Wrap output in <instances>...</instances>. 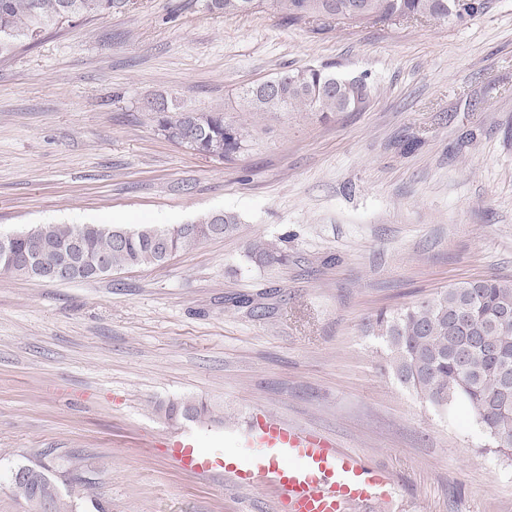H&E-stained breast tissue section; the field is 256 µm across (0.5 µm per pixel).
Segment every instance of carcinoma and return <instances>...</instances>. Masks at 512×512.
Instances as JSON below:
<instances>
[{
	"label": "carcinoma",
	"mask_w": 512,
	"mask_h": 512,
	"mask_svg": "<svg viewBox=\"0 0 512 512\" xmlns=\"http://www.w3.org/2000/svg\"><path fill=\"white\" fill-rule=\"evenodd\" d=\"M129 0H0V58L37 45L50 29L73 28L81 21L104 18ZM205 8L224 17L261 9H278L290 22L309 23L326 12L331 17L362 23L383 18L426 19L461 25L484 14L490 0H204ZM277 90L262 85L239 92L247 112H310L323 117L358 111L370 100L368 76H349L331 66L309 65L274 77ZM160 133L193 130L196 151L221 152L231 161L246 146L243 123L222 112H196L170 106L166 99L150 107ZM236 214L219 211L198 221L161 226L143 224L128 229L102 224H39L18 234L14 256L0 255V270L30 276L26 259L41 253L53 260L71 239L82 237L90 254L109 253L112 269L165 262L179 251L237 231ZM260 265L288 260L282 242L269 241L250 251ZM365 331L376 337L386 367L402 385L425 399L436 412L447 414L467 405L485 439V449L512 455V280L477 278L463 281L396 312L380 311ZM204 404H175L168 418L198 417ZM37 469L51 490V512H63L61 498L48 475Z\"/></svg>",
	"instance_id": "carcinoma-1"
}]
</instances>
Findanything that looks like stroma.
Masks as SVG:
<instances>
[{
	"label": "stroma",
	"instance_id": "35a3bbf8",
	"mask_svg": "<svg viewBox=\"0 0 512 512\" xmlns=\"http://www.w3.org/2000/svg\"><path fill=\"white\" fill-rule=\"evenodd\" d=\"M320 64L368 75L367 107L242 111L241 87ZM158 97L243 122L246 148L224 161L169 141ZM220 210L233 235L160 265L0 271V512H37L11 476L49 453L62 501L80 477L104 512H281L275 489L188 475L160 450L185 437L246 458L260 412L388 469L375 512H512V459L481 449L467 406L443 417L401 385L363 331L379 309L512 279V0L462 26L129 0L0 60V235ZM281 237L287 264L251 261ZM198 400L207 415L167 418Z\"/></svg>",
	"mask_w": 512,
	"mask_h": 512
}]
</instances>
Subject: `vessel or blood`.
<instances>
[{"label":"vessel or blood","mask_w":512,"mask_h":512,"mask_svg":"<svg viewBox=\"0 0 512 512\" xmlns=\"http://www.w3.org/2000/svg\"><path fill=\"white\" fill-rule=\"evenodd\" d=\"M245 443L251 455L245 463L224 464V471L240 484L275 488L287 512H347L385 499L393 487L385 469L276 418L252 422ZM171 454L186 473L207 476L216 469L209 457L182 443H173Z\"/></svg>","instance_id":"1"}]
</instances>
